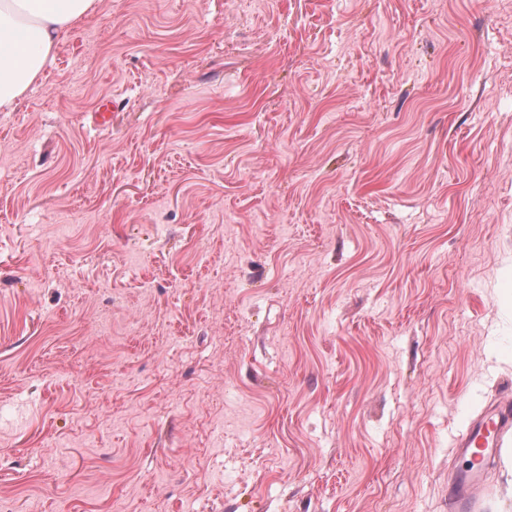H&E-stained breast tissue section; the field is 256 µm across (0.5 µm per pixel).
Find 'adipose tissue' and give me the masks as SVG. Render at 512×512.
Instances as JSON below:
<instances>
[{
  "instance_id": "obj_1",
  "label": "adipose tissue",
  "mask_w": 512,
  "mask_h": 512,
  "mask_svg": "<svg viewBox=\"0 0 512 512\" xmlns=\"http://www.w3.org/2000/svg\"><path fill=\"white\" fill-rule=\"evenodd\" d=\"M96 0H0V108L11 109L41 75L68 28Z\"/></svg>"
}]
</instances>
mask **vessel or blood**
<instances>
[{
	"mask_svg": "<svg viewBox=\"0 0 512 512\" xmlns=\"http://www.w3.org/2000/svg\"><path fill=\"white\" fill-rule=\"evenodd\" d=\"M508 434H512V407L498 405L474 419L459 439L457 450L467 460L454 477L458 492L455 504L459 512H472L474 494L485 485L482 468L473 459L475 452H482L486 456L495 454Z\"/></svg>",
	"mask_w": 512,
	"mask_h": 512,
	"instance_id": "1",
	"label": "vessel or blood"
}]
</instances>
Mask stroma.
<instances>
[{"label": "stroma", "mask_w": 512, "mask_h": 512, "mask_svg": "<svg viewBox=\"0 0 512 512\" xmlns=\"http://www.w3.org/2000/svg\"><path fill=\"white\" fill-rule=\"evenodd\" d=\"M510 274L498 0H97L0 110V497L450 512Z\"/></svg>", "instance_id": "stroma-1"}]
</instances>
